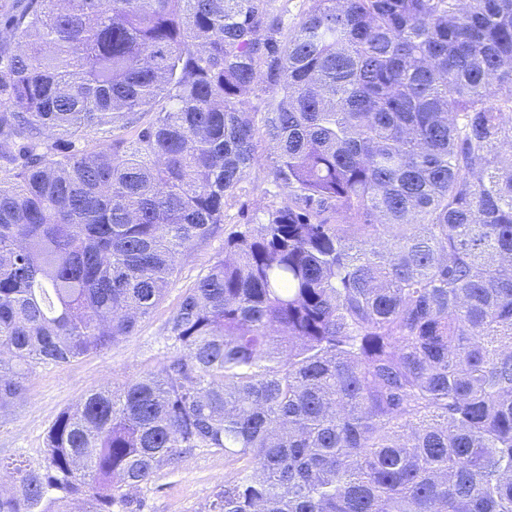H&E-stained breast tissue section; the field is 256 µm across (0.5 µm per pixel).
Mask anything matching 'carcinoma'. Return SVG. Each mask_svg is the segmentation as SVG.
I'll list each match as a JSON object with an SVG mask.
<instances>
[{"mask_svg":"<svg viewBox=\"0 0 512 512\" xmlns=\"http://www.w3.org/2000/svg\"><path fill=\"white\" fill-rule=\"evenodd\" d=\"M274 2L0 0V417L133 334L265 141L281 196L0 512H134L197 449L207 512H512V0Z\"/></svg>","mask_w":512,"mask_h":512,"instance_id":"carcinoma-1","label":"carcinoma"}]
</instances>
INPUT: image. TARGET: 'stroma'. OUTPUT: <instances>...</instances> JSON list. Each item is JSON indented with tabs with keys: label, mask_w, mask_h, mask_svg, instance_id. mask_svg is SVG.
Listing matches in <instances>:
<instances>
[{
	"label": "stroma",
	"mask_w": 512,
	"mask_h": 512,
	"mask_svg": "<svg viewBox=\"0 0 512 512\" xmlns=\"http://www.w3.org/2000/svg\"><path fill=\"white\" fill-rule=\"evenodd\" d=\"M273 156L272 146L262 145L245 183L246 191L238 208L227 211L221 233L197 243L182 259L176 281L132 336L70 363L39 365L29 371L24 399L15 404L5 421H0V459L40 463L45 434L61 411L76 405L86 393L106 385L119 388L166 361L171 354L165 340L166 322L186 290L222 254L224 235L237 223L238 209L259 217L273 202L269 178ZM226 471L223 453L195 451L183 457L176 468L160 469L151 483L136 492L137 512H205Z\"/></svg>",
	"instance_id": "35a3bbf8"
}]
</instances>
